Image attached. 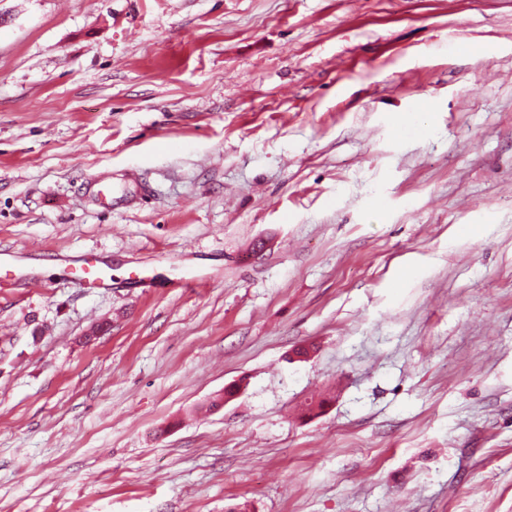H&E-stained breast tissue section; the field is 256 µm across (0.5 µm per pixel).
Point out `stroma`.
I'll return each instance as SVG.
<instances>
[{
    "mask_svg": "<svg viewBox=\"0 0 512 512\" xmlns=\"http://www.w3.org/2000/svg\"><path fill=\"white\" fill-rule=\"evenodd\" d=\"M0 248V512H512V0H0ZM69 277L79 278L87 288L107 289L111 287L112 276L106 273V266L93 256L84 255L63 269Z\"/></svg>",
    "mask_w": 512,
    "mask_h": 512,
    "instance_id": "35a3bbf8",
    "label": "stroma"
}]
</instances>
